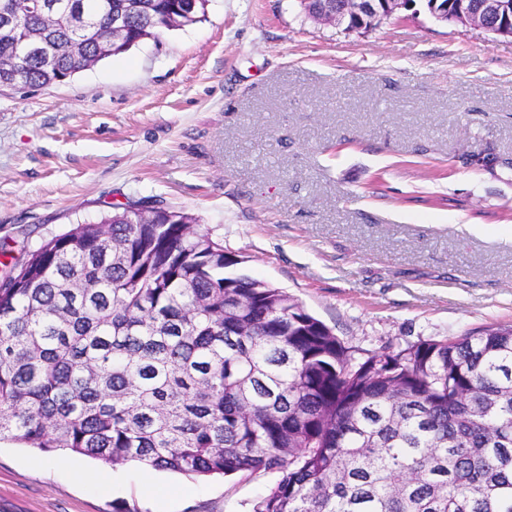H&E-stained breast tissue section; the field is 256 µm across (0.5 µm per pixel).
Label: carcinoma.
Returning <instances> with one entry per match:
<instances>
[{"instance_id":"cac0c4a2","label":"carcinoma","mask_w":512,"mask_h":512,"mask_svg":"<svg viewBox=\"0 0 512 512\" xmlns=\"http://www.w3.org/2000/svg\"><path fill=\"white\" fill-rule=\"evenodd\" d=\"M38 7L0 29L53 48L0 75L64 82L104 59L126 0ZM112 54L169 29L184 0H142ZM115 206L0 276V442L189 477L271 474L251 512H512V326L376 352L345 346L287 291L252 279L180 210Z\"/></svg>"}]
</instances>
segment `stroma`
Here are the masks:
<instances>
[{
  "label": "stroma",
  "instance_id": "obj_1",
  "mask_svg": "<svg viewBox=\"0 0 512 512\" xmlns=\"http://www.w3.org/2000/svg\"><path fill=\"white\" fill-rule=\"evenodd\" d=\"M138 201L196 217L345 345L510 325L512 37L424 0L367 31L210 0L65 82L0 88V267ZM273 481L0 443V512H250Z\"/></svg>",
  "mask_w": 512,
  "mask_h": 512
}]
</instances>
